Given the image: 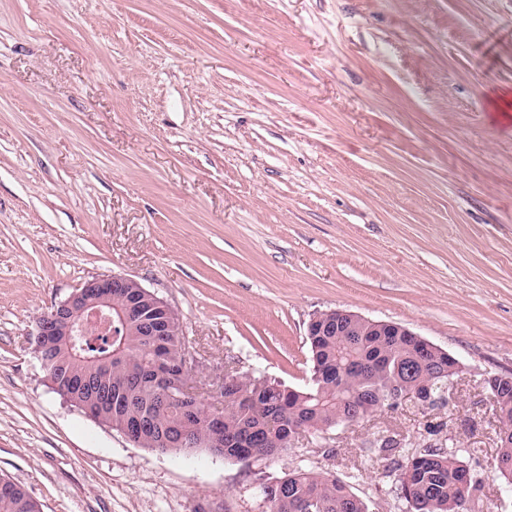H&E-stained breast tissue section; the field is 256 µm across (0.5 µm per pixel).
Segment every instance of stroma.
Instances as JSON below:
<instances>
[{
  "instance_id": "stroma-1",
  "label": "stroma",
  "mask_w": 512,
  "mask_h": 512,
  "mask_svg": "<svg viewBox=\"0 0 512 512\" xmlns=\"http://www.w3.org/2000/svg\"><path fill=\"white\" fill-rule=\"evenodd\" d=\"M179 314L193 386L308 383L306 325L400 323L466 367L448 404L310 433L276 458L162 454L88 418L33 354L96 276ZM512 371V0H0V475L43 512H263L305 465L408 512L399 453L458 452L512 512L481 385Z\"/></svg>"
}]
</instances>
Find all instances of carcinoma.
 <instances>
[{
  "instance_id": "1",
  "label": "carcinoma",
  "mask_w": 512,
  "mask_h": 512,
  "mask_svg": "<svg viewBox=\"0 0 512 512\" xmlns=\"http://www.w3.org/2000/svg\"><path fill=\"white\" fill-rule=\"evenodd\" d=\"M139 295L135 286L115 288L103 309L112 315L110 336H51L44 370L54 385L90 377L112 390L118 401L103 410L100 421L119 431L148 416L152 426L141 430L136 443L160 453L190 452L194 444L227 459L274 458L294 438L322 432L338 423L372 420L397 408L403 394L420 384L434 396L448 390V354L422 351L406 336L362 327L347 336L331 326L320 336H308L312 375L304 389L275 383L254 374L233 375L224 381V423L210 421L211 406L192 411L180 401V387L192 381L191 372L179 375L169 364L183 359L186 341L176 326L179 315L168 318L165 336L149 335L142 314L131 305ZM483 388L503 399L499 419L496 476L512 485V373H489ZM378 453L401 447L393 436L370 441ZM413 452L397 462V491L411 512H470L464 500L480 486L471 479L465 462L453 450L408 443ZM265 512H367L365 502L342 479L299 467L275 479ZM0 512H40L39 503L21 486L0 477Z\"/></svg>"
}]
</instances>
